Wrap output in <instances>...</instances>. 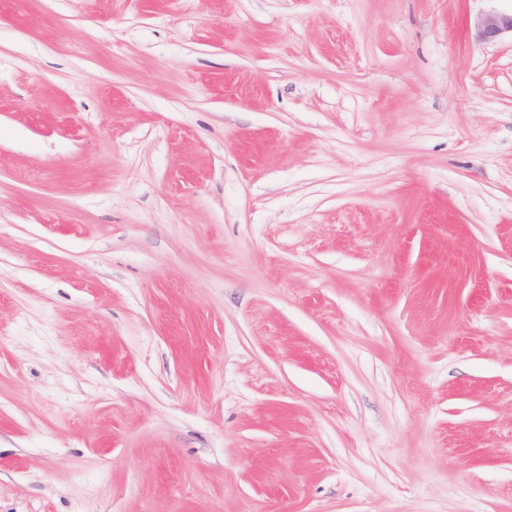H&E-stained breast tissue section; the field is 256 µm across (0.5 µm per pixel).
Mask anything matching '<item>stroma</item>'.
Returning a JSON list of instances; mask_svg holds the SVG:
<instances>
[{"instance_id":"obj_1","label":"stroma","mask_w":512,"mask_h":512,"mask_svg":"<svg viewBox=\"0 0 512 512\" xmlns=\"http://www.w3.org/2000/svg\"><path fill=\"white\" fill-rule=\"evenodd\" d=\"M512 0H0V512H512ZM474 39L478 42H490L506 33L512 35L511 13L490 12L479 16L474 22Z\"/></svg>"}]
</instances>
